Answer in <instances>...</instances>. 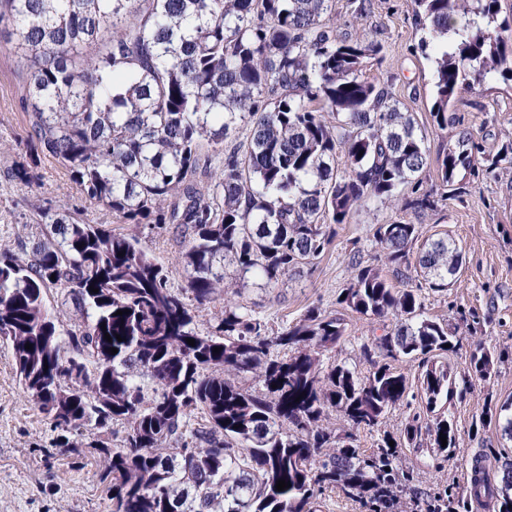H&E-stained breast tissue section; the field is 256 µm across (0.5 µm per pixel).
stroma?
<instances>
[{"label":"stroma","instance_id":"stroma-1","mask_svg":"<svg viewBox=\"0 0 512 512\" xmlns=\"http://www.w3.org/2000/svg\"><path fill=\"white\" fill-rule=\"evenodd\" d=\"M334 17L339 37L355 40L371 35L381 43L383 61L370 63L367 74L384 80L403 111L413 113L427 134L431 153H441L462 127L473 132L488 159L512 138V82L503 80L456 101L452 111L459 126L445 132L433 128L430 65L419 49L414 0H371V11L363 18L352 15L349 0H335ZM26 112L23 76L13 58L0 53V239L39 235L34 213L40 207L117 228L106 210L86 208L64 169L50 157L40 159L39 178L31 184L7 178L8 169L29 159ZM456 183L464 188L460 197L440 201L424 212L381 206L357 209L349 223L337 225L332 243L312 268L279 287L251 286L240 296L276 328L297 321L313 306L341 312L344 341L325 352L323 360L356 364L364 374L369 365L359 359L361 346L390 330L392 322L339 308L337 296L351 277L348 255L353 244H360L362 262L370 264L378 254L374 226L399 220L421 225L427 236L448 234L463 246L466 260L453 286L424 293L428 315L456 329L459 339L447 361L462 379L448 405L460 449L443 462L424 445L402 449L403 467L419 474L401 498L402 512H421L426 493L450 488L462 495L459 512H494L493 505H481L462 494L471 459L482 456L497 487L512 467V438L498 423L481 420L486 408L512 402V163L500 162L480 179L459 171ZM479 345L496 356L492 376L485 382L464 381L470 354ZM56 437L24 393L10 347L0 343V512H110L98 454L87 449L66 452L58 448Z\"/></svg>","mask_w":512,"mask_h":512}]
</instances>
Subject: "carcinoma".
<instances>
[{
  "label": "carcinoma",
  "instance_id": "obj_1",
  "mask_svg": "<svg viewBox=\"0 0 512 512\" xmlns=\"http://www.w3.org/2000/svg\"><path fill=\"white\" fill-rule=\"evenodd\" d=\"M333 2L0 0V52L26 79L31 162L53 157L89 204L178 246L180 290L138 235L103 224L43 213L41 237L0 242V341L24 392L63 447L123 428L118 443L96 444L112 512H316L329 489L395 509L416 479L399 449L424 435L445 458L459 447L455 375L441 361L455 336L425 315L422 289L405 287L413 275L432 291L454 282L465 251L448 234L376 225L389 279L351 249L337 304L396 320L361 348L366 375L323 366L345 335L337 314L312 307L275 332L236 300L315 265L359 207L428 205L430 166L445 199L459 170L479 174L469 130L431 158L413 113L366 75L381 47L337 38ZM498 2L414 0L440 131L463 93L512 81V24L498 22ZM53 288L66 291L59 308L46 301ZM218 300L217 324L200 330ZM399 358L418 362L417 385L393 367ZM493 365L479 344L469 375L484 380ZM401 406L413 409L401 435L360 452L356 432ZM332 412L349 425L341 436L324 424ZM280 479L291 487L277 490ZM468 488L494 497L479 458Z\"/></svg>",
  "mask_w": 512,
  "mask_h": 512
}]
</instances>
